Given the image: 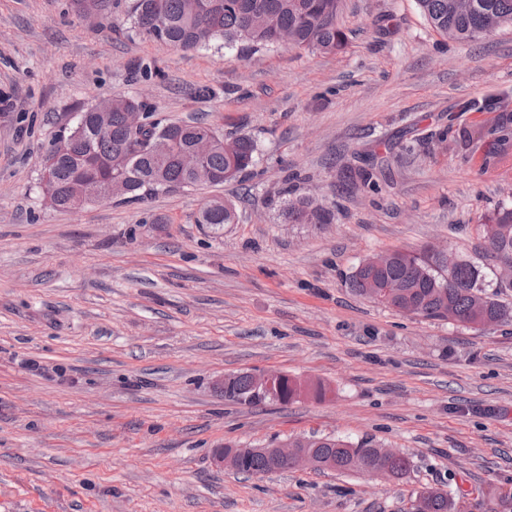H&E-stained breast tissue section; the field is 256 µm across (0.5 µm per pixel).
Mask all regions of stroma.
Segmentation results:
<instances>
[{
    "label": "stroma",
    "mask_w": 512,
    "mask_h": 512,
    "mask_svg": "<svg viewBox=\"0 0 512 512\" xmlns=\"http://www.w3.org/2000/svg\"><path fill=\"white\" fill-rule=\"evenodd\" d=\"M339 23L341 53L242 58L129 34L118 11L0 0V512H409L427 487L493 512L512 489V321L405 316L349 285L364 258L430 243L488 266L483 218L512 201V27L459 44L416 0H342ZM116 95L251 135L258 163L220 187L52 209L45 150ZM448 128L472 137L444 144ZM368 150L388 166L344 183ZM285 188L334 222H286ZM212 199L234 223H200ZM237 371L326 394L241 405L213 386ZM313 435L373 440L413 470L384 484L212 462Z\"/></svg>",
    "instance_id": "obj_1"
}]
</instances>
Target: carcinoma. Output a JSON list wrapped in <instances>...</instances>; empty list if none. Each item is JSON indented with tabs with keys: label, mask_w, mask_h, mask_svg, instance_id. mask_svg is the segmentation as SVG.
Wrapping results in <instances>:
<instances>
[{
	"label": "carcinoma",
	"mask_w": 512,
	"mask_h": 512,
	"mask_svg": "<svg viewBox=\"0 0 512 512\" xmlns=\"http://www.w3.org/2000/svg\"><path fill=\"white\" fill-rule=\"evenodd\" d=\"M342 0H74L80 11L105 14L123 8L129 31L164 41L177 50L191 51L217 45L256 54L280 45L307 52L336 53L347 45V35L339 25ZM427 22L440 34L468 43L492 33L491 25L512 26V0H417ZM111 112L108 127L101 129L94 119V108L77 113L65 136L66 147L50 145L40 173L43 196L60 211L71 209V200L86 196V203L98 200V189L107 181L122 182L119 199L143 201L159 193L184 190L205 184L236 181L256 165V141L246 135L224 137L219 127L201 121H156L133 135L125 114L148 112L149 105L132 95L114 96L107 101ZM202 134L211 136L212 149L202 171L195 174L182 167L179 155L190 150ZM387 162L386 156L372 151L365 166L354 175L367 182L373 169ZM283 215L290 224H330L334 212L315 195L292 198L288 190ZM235 207L229 201L214 200L201 212V224H231ZM484 241L493 256L512 261V203H502L484 217ZM375 256L361 261L349 276L358 295L396 310L411 308L418 317L446 320L450 316L463 327L475 328L478 322L502 324L512 311L496 296L511 284L499 281L497 273L486 275L467 261L447 270L428 248L422 252L396 250L388 265L377 268ZM251 375L239 372L228 377L224 399L247 392ZM279 402L288 403L301 393V385L288 376L281 378ZM303 447L312 452L322 469L369 474L381 467L400 479L411 468L408 457L400 454L388 460L376 454L370 440L352 443L338 437L307 439ZM237 452L239 472L261 475L272 471V459L258 451L245 452L231 445L224 453ZM462 491L447 492L431 488L424 496L426 512H457Z\"/></svg>",
	"instance_id": "1"
}]
</instances>
